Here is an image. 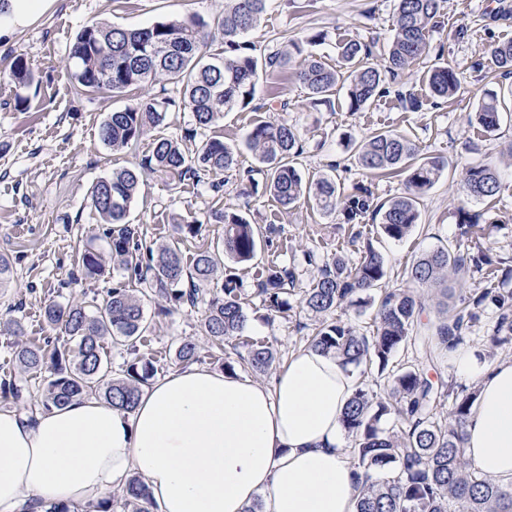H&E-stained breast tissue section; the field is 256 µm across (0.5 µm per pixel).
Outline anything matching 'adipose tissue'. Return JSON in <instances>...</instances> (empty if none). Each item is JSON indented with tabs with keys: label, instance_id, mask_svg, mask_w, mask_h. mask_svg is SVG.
Wrapping results in <instances>:
<instances>
[{
	"label": "adipose tissue",
	"instance_id": "adipose-tissue-1",
	"mask_svg": "<svg viewBox=\"0 0 512 512\" xmlns=\"http://www.w3.org/2000/svg\"><path fill=\"white\" fill-rule=\"evenodd\" d=\"M480 388L465 426L468 459L512 483V360L457 351ZM355 378L336 357L295 353L273 384L186 365L127 412L94 397L37 413L0 408V512L32 500L80 508L137 475L159 512H357L360 474L341 416Z\"/></svg>",
	"mask_w": 512,
	"mask_h": 512
}]
</instances>
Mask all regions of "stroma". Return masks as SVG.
Masks as SVG:
<instances>
[{"label": "stroma", "instance_id": "obj_1", "mask_svg": "<svg viewBox=\"0 0 512 512\" xmlns=\"http://www.w3.org/2000/svg\"><path fill=\"white\" fill-rule=\"evenodd\" d=\"M499 2L445 0L442 26L430 31L428 42L430 58L442 59L460 75L461 86L450 101L432 102L417 66L391 82L390 95L359 112L349 111L341 93L334 106H310L296 81L264 74L256 86V102L275 97L287 102V109L228 112L213 132L238 145V165L247 169L257 164L245 144L250 127L273 118L287 121L303 139V172H323L328 164H336L342 192L366 186L379 201L402 195L403 178L370 176L356 163L348 141L362 140L377 129L391 130L423 147L426 155L444 158L447 167L441 178L419 200L420 221L412 235L400 242L372 239L385 257L390 286L400 285L405 266L421 251L453 238L462 209L493 225L491 248L512 258V102L504 101L501 126L493 133L478 132L469 120L486 91L505 95L512 90V79L495 75L488 54L492 45L512 40V13L493 22L488 19ZM223 11L224 0H42L25 25L0 37V254L12 261V276L0 286V320L19 314L27 337L44 335L46 300L78 301L91 289L111 287L119 277L108 270L99 280H86L74 257L87 246L108 254L99 217L89 207L91 189L113 170L140 159L150 142L145 139L115 152L100 141L98 129L107 113L123 107L127 99L91 100L75 93L66 59L77 34L94 22L142 28L193 14L209 21ZM393 11L394 0H273L251 41L260 55L275 37L302 40L324 30L329 38L316 52L326 64L337 66L336 44L344 38L374 41V56L379 59L391 36ZM463 26L468 32L461 37L457 30ZM18 56L31 64L38 88L22 90L9 79V66ZM398 90L415 93L422 108L403 109L394 96ZM21 94L28 99L23 110L16 104ZM480 163L496 166L501 175L500 195L490 204L467 200L462 189L466 168ZM223 206L240 210L261 227L276 222L281 241L289 245L285 261L300 260L303 249L314 250L318 262L301 263L302 281L314 279L319 263L335 251H342L351 265L362 255V244H349L351 229L341 213L326 214L307 202L285 210L268 196H239L232 181L218 195L205 182L175 190L164 177L148 175L129 220L144 228L150 243L169 240L174 219L202 223L201 236L181 246L189 258L220 234V225L209 223L208 215ZM203 311L200 305L186 306L173 316L158 317L152 343L145 349L156 358L158 375L175 370L174 351L183 339L200 338ZM496 319V311L485 308L464 341L467 351L488 366L512 359V346L494 348L488 342ZM315 324L312 314L297 307L285 320L267 323L250 318L245 333L264 338L284 365L305 348Z\"/></svg>", "mask_w": 512, "mask_h": 512}]
</instances>
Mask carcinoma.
<instances>
[{
    "instance_id": "1",
    "label": "carcinoma",
    "mask_w": 512,
    "mask_h": 512,
    "mask_svg": "<svg viewBox=\"0 0 512 512\" xmlns=\"http://www.w3.org/2000/svg\"><path fill=\"white\" fill-rule=\"evenodd\" d=\"M269 2L224 0V13L212 24L198 15L138 30L97 23L76 37L68 54L76 92L109 98L146 85L160 86L159 93L139 95L107 114L99 127L104 145L114 151L132 147L162 126L167 114L176 109L192 112L195 126L188 140L199 136L201 144L188 153L181 139L155 138L149 153L136 164L94 185L90 205L101 223L108 225L112 266L121 272V279L103 295L94 292L80 302L49 301L43 308V321L53 335L14 351L16 363L28 374L50 372L42 408L62 407L91 395L127 412L135 408L141 386L155 372L153 361L138 348L155 329L144 307L147 296L164 301L157 311L159 317L184 305L204 303L200 327L211 347L221 351L235 339L246 349L240 356L241 368L261 374L273 366L275 352L266 341L244 338L248 299L240 280L224 272L227 260L239 265L253 260L261 244L257 225L235 209L213 210L208 223L223 225L222 237L187 263L180 244L201 235L203 225L177 223L172 241L154 248L145 244L140 225L130 222L131 205L148 174L165 175L180 187L197 185L212 174L218 180L211 188L223 191L222 175L236 166L235 147L207 131L224 113L252 104L263 71L286 74L288 64L300 59L293 76L314 106H332V97L342 91L349 110L359 112L389 93L387 76L395 79L428 56L427 36L437 24L442 0H394L384 64L372 62L370 45L345 38L336 43L340 58L336 68L326 66L294 40L288 41L286 52L274 46L255 55L248 36L262 21ZM213 26L224 37L221 57L207 51ZM489 55L499 71L512 75V40L495 44ZM11 76L20 88L35 81L23 57L13 61ZM421 79L429 95L443 101L453 97L461 85L458 72L446 63L426 66ZM471 120L481 132L498 129L496 92L486 93ZM246 143L259 166L239 176L242 194H268L285 210L308 199L325 213L339 211L351 226L353 243L371 233L395 242L411 235L420 220L419 197L436 184L446 167L444 159L423 154L419 145L399 133L374 131L358 143L349 142L366 172L405 176L403 195L387 204L376 203L367 188L343 195L332 173L304 177L298 167L303 154L301 135L286 122L256 123ZM463 187L469 199L491 201L501 191L499 173L487 164L470 166ZM369 212L380 216L379 224L360 223ZM457 230L455 241L422 252L404 271L407 282L434 288L442 297L435 317L425 321L421 295L411 288L383 287L388 268L373 246L366 247L354 267L345 261L342 249H336L318 279L303 288L296 265L279 259L284 245L266 239L275 255L257 274L261 308L253 313L268 322L286 319L292 311L290 297L297 294L302 307L319 320L308 347L333 355L362 375L372 365L378 374L388 375L390 390L385 396L355 381L341 419L350 441L348 460L363 477L357 512H512V484L477 471L466 456L463 425L478 398V388H458L441 377L434 381L422 366L403 370L393 365L394 354L412 341L420 343L426 361L433 362L435 348L451 350L460 344L480 310L489 304L498 312L491 343L512 345V289L503 287L506 279H512V266L486 246L491 226L461 209ZM77 264L87 278L104 273L103 258L93 248L82 251ZM472 271L484 275L487 287L453 300L448 281L462 280ZM347 304L375 308L372 332L367 334L332 316ZM119 347L126 359L120 376L114 377L112 349ZM197 354V342L186 338L175 350V362L192 363ZM23 400V387L12 375H4L0 404ZM122 497L127 512H149L150 494L140 479L131 478Z\"/></svg>"
}]
</instances>
